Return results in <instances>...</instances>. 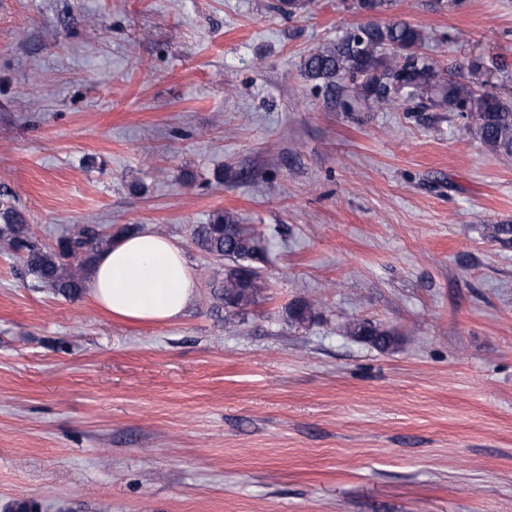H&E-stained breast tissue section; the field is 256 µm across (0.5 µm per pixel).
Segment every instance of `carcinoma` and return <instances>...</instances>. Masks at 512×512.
Segmentation results:
<instances>
[{"mask_svg": "<svg viewBox=\"0 0 512 512\" xmlns=\"http://www.w3.org/2000/svg\"><path fill=\"white\" fill-rule=\"evenodd\" d=\"M421 31L404 22L361 24L336 41L306 55L303 76L327 86L344 76L371 98L380 110L397 106L404 92L431 106L455 112L471 122L484 146L492 153L512 155V106L496 96L442 76L436 66L418 53ZM491 237L504 246L512 245V224H494ZM112 233L99 224H85L70 236L57 239V248L47 250L32 240L25 214L10 195L0 197V242L23 253L27 272L59 294L77 297L91 288L89 269L94 256L112 244ZM192 241L203 252L228 261L224 280L213 289L224 310L242 317L254 305L264 286L256 263L262 255L254 233L228 210L214 212L208 223L192 230ZM289 318L305 324L316 317L306 300L294 302ZM346 334L380 350L399 343L391 329L370 320H353Z\"/></svg>", "mask_w": 512, "mask_h": 512, "instance_id": "cac0c4a2", "label": "carcinoma"}]
</instances>
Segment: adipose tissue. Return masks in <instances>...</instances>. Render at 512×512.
I'll return each instance as SVG.
<instances>
[{
  "mask_svg": "<svg viewBox=\"0 0 512 512\" xmlns=\"http://www.w3.org/2000/svg\"><path fill=\"white\" fill-rule=\"evenodd\" d=\"M93 300L132 322L180 318L195 295V279L180 246L150 232L116 239L98 254L91 274Z\"/></svg>",
  "mask_w": 512,
  "mask_h": 512,
  "instance_id": "adipose-tissue-1",
  "label": "adipose tissue"
}]
</instances>
